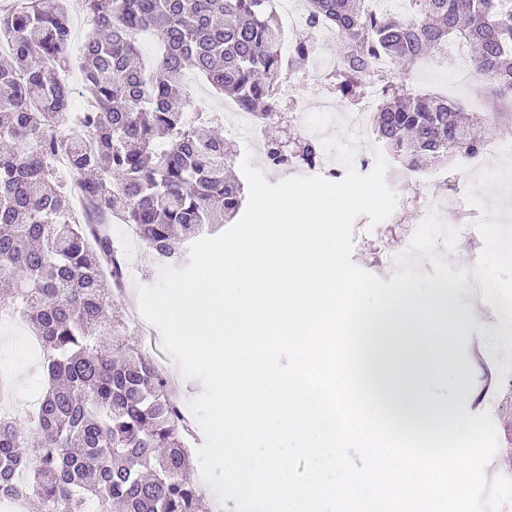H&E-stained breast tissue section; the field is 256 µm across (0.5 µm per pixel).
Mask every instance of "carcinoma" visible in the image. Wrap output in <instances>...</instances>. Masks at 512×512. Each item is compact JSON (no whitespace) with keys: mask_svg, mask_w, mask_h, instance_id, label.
Returning <instances> with one entry per match:
<instances>
[{"mask_svg":"<svg viewBox=\"0 0 512 512\" xmlns=\"http://www.w3.org/2000/svg\"><path fill=\"white\" fill-rule=\"evenodd\" d=\"M70 0H10L0 8V310L18 312L39 338L47 383L35 411L0 413V500L28 497L44 512H198L188 476L192 430L154 357L134 335L120 299L123 270L107 221L136 226L155 261L175 265L187 243L231 222L243 186L226 179L236 151L211 133L185 86L192 69L251 113L262 130L283 123L280 77L314 53L313 32L340 29V68L326 85L353 101L376 78L370 117L381 147L414 176L482 153L512 126V0H309L291 51L280 49L274 0H78L91 29L81 66L94 108L71 112ZM152 31L161 53L150 73L135 64L137 36ZM450 42L467 51L495 115H463L452 99L409 87L408 68ZM387 60L391 71L368 69ZM274 170L313 169L316 139L262 142Z\"/></svg>","mask_w":512,"mask_h":512,"instance_id":"carcinoma-1","label":"carcinoma"}]
</instances>
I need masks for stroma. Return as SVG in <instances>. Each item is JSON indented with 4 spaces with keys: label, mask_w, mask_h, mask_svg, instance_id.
Segmentation results:
<instances>
[{
    "label": "stroma",
    "mask_w": 512,
    "mask_h": 512,
    "mask_svg": "<svg viewBox=\"0 0 512 512\" xmlns=\"http://www.w3.org/2000/svg\"><path fill=\"white\" fill-rule=\"evenodd\" d=\"M458 69L456 55H449L431 69L416 74L414 84L419 89L448 95L462 106H469L473 94L469 85L460 79ZM404 179L399 168L389 167L385 182L397 196L393 214L374 226L363 215L353 226V262L386 281L391 279L392 271L383 264L380 253L384 250L401 252L404 230L417 222L423 207L421 199L404 190ZM473 202L494 205L501 216L500 224L481 234L461 235L453 248H440L438 254L452 270L461 269L484 280L487 304L476 305L468 288H461L458 308L463 319L457 330L447 334L449 354L456 369L447 377L429 383L427 390L443 404H461L468 413L477 414L485 409L481 392L483 364L477 361V354L496 356L502 349L512 348V323L501 324L493 314L496 307L512 305V182L494 192L480 188ZM111 234L120 256L126 259L125 294L121 302L135 316L139 310L133 307L130 293L138 286L157 284L162 266L153 262L144 248L128 243L122 223H112ZM28 334L21 320L0 319V377L11 386L15 404L21 411L36 404L42 389L40 378L31 371V361L14 355L16 340Z\"/></svg>",
    "instance_id": "35a3bbf8"
}]
</instances>
